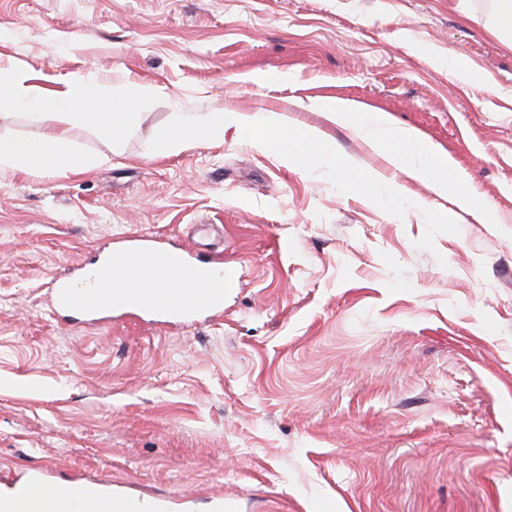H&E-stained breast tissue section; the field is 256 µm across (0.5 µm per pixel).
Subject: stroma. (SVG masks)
Segmentation results:
<instances>
[{
    "mask_svg": "<svg viewBox=\"0 0 512 512\" xmlns=\"http://www.w3.org/2000/svg\"><path fill=\"white\" fill-rule=\"evenodd\" d=\"M498 0H0V62L136 101L100 163L0 173V469L206 491L241 512H512V48ZM466 73L448 77L449 67ZM275 75L272 83L251 74ZM342 98L443 147L460 191L373 187L382 161L309 109ZM281 112L292 161L227 131L153 149L174 117ZM455 222H448V213ZM224 228L222 318L72 328L54 276L123 237Z\"/></svg>",
    "mask_w": 512,
    "mask_h": 512,
    "instance_id": "35a3bbf8",
    "label": "stroma"
}]
</instances>
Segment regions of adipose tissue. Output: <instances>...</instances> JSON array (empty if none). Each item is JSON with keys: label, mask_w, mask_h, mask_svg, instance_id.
Returning <instances> with one entry per match:
<instances>
[{"label": "adipose tissue", "mask_w": 512, "mask_h": 512, "mask_svg": "<svg viewBox=\"0 0 512 512\" xmlns=\"http://www.w3.org/2000/svg\"><path fill=\"white\" fill-rule=\"evenodd\" d=\"M27 74L0 66V95H13L16 103L31 108L37 122L69 121L119 138L134 122L131 102L105 95L94 82L77 77L59 89H41L28 83ZM310 109L327 114L331 123L360 134L384 162L376 181L388 184L393 195L405 192V181L430 184L437 195L448 190L453 168L444 152L427 142L416 130L395 123L383 112H360L344 99H316ZM251 134L257 147L281 151L292 158L293 141L287 115L279 112H213L196 120L175 118L155 135L154 144L164 154L180 153L192 141L223 139L227 128ZM92 158L79 156L63 136L37 141L0 137V170L26 173L79 172L91 166Z\"/></svg>", "instance_id": "ef3b65f1"}]
</instances>
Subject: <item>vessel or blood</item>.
Returning a JSON list of instances; mask_svg holds the SVG:
<instances>
[{
  "instance_id": "b4317fda",
  "label": "vessel or blood",
  "mask_w": 512,
  "mask_h": 512,
  "mask_svg": "<svg viewBox=\"0 0 512 512\" xmlns=\"http://www.w3.org/2000/svg\"><path fill=\"white\" fill-rule=\"evenodd\" d=\"M214 231L211 224L193 225L185 248L125 237L77 279L50 280V308L68 324L89 326L134 317L185 327L222 317L224 298L240 280L223 255L201 253ZM190 501L187 494H144L108 476L54 483L40 467L0 480V512H187Z\"/></svg>"
}]
</instances>
